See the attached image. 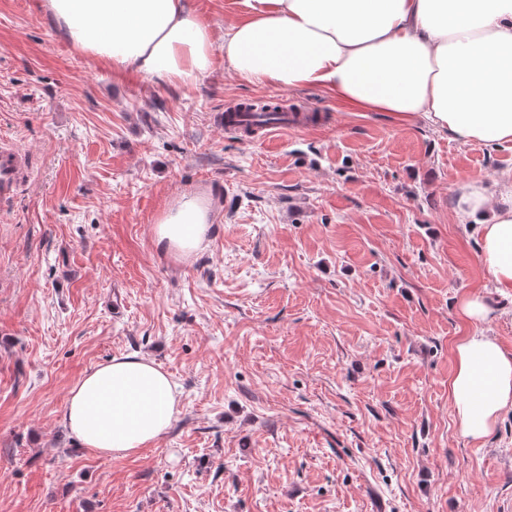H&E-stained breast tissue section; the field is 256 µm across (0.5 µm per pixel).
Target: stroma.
Wrapping results in <instances>:
<instances>
[{
    "label": "stroma",
    "mask_w": 512,
    "mask_h": 512,
    "mask_svg": "<svg viewBox=\"0 0 512 512\" xmlns=\"http://www.w3.org/2000/svg\"><path fill=\"white\" fill-rule=\"evenodd\" d=\"M269 97L320 118L225 130L228 104ZM1 137L33 174L0 205V512H512V413L475 443L448 398L462 297L512 353V289L454 211L512 144L255 85L220 52L191 88L117 73L39 0H0ZM186 192L215 220L181 260L153 229ZM131 353L177 384L172 428L82 450L72 387Z\"/></svg>",
    "instance_id": "stroma-1"
}]
</instances>
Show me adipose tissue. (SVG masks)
I'll list each match as a JSON object with an SVG mask.
<instances>
[{
    "mask_svg": "<svg viewBox=\"0 0 512 512\" xmlns=\"http://www.w3.org/2000/svg\"><path fill=\"white\" fill-rule=\"evenodd\" d=\"M224 27V65L257 85L317 86L356 112L424 121L461 144H512V0H238ZM60 34L114 71L195 86L213 67L209 22L188 0H45ZM454 208L478 237L497 288H512V173L472 177ZM209 210L182 196L159 217L157 244L202 250ZM448 394L460 434L488 437L512 412V354L485 332L459 339ZM177 386L153 360L117 356L81 377L62 421L79 447L128 456L177 414Z\"/></svg>",
    "mask_w": 512,
    "mask_h": 512,
    "instance_id": "1",
    "label": "adipose tissue"
}]
</instances>
